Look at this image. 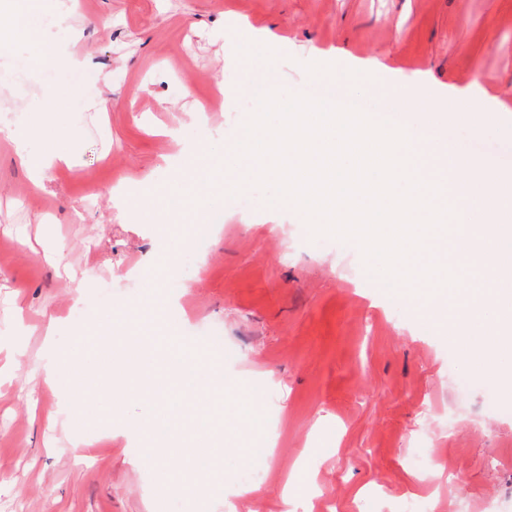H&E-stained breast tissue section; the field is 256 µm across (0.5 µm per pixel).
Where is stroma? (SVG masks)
Here are the masks:
<instances>
[{"label": "stroma", "mask_w": 512, "mask_h": 512, "mask_svg": "<svg viewBox=\"0 0 512 512\" xmlns=\"http://www.w3.org/2000/svg\"><path fill=\"white\" fill-rule=\"evenodd\" d=\"M59 2L73 12L67 48L87 66L32 72L23 44L0 52V120L70 86L81 126L69 165L40 189L0 144V512H196L161 495L127 439L71 412L42 374L47 346L81 352L77 326L157 279L177 297L184 341L198 346L202 324H222L225 376L264 394L263 423L231 435L243 451L224 457L236 493L206 512H512V396L475 378L350 242L311 238L252 187L251 206L224 197L223 223L189 239L176 203L137 224L111 194L116 182L214 191L172 160L204 141L219 166L257 89L330 78L348 90L371 61L378 117L402 110L399 87L468 105L474 79L512 107V0ZM450 132L512 168L511 130ZM74 273L90 283L80 302ZM249 472L261 491L238 495Z\"/></svg>", "instance_id": "35a3bbf8"}]
</instances>
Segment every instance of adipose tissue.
Instances as JSON below:
<instances>
[{
	"instance_id": "adipose-tissue-1",
	"label": "adipose tissue",
	"mask_w": 512,
	"mask_h": 512,
	"mask_svg": "<svg viewBox=\"0 0 512 512\" xmlns=\"http://www.w3.org/2000/svg\"><path fill=\"white\" fill-rule=\"evenodd\" d=\"M55 0H12L10 12L15 35L28 43L27 56L31 69L47 66L78 68L84 59L72 56L65 45L45 37L39 20L49 13ZM44 126L30 127L26 121L14 120L0 124V137L11 141L27 165L35 185H43L54 167L68 163L69 145L76 141L78 127L66 114L61 99L43 103Z\"/></svg>"
}]
</instances>
